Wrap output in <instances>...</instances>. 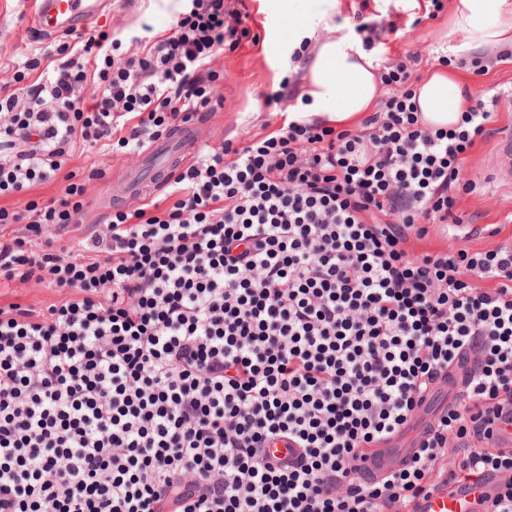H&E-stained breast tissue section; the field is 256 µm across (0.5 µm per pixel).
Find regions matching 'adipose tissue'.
I'll list each match as a JSON object with an SVG mask.
<instances>
[{
    "instance_id": "obj_1",
    "label": "adipose tissue",
    "mask_w": 512,
    "mask_h": 512,
    "mask_svg": "<svg viewBox=\"0 0 512 512\" xmlns=\"http://www.w3.org/2000/svg\"><path fill=\"white\" fill-rule=\"evenodd\" d=\"M338 0H314L307 18L293 27L296 41L312 49L300 77L307 96L306 118L337 127L355 126L377 105L378 76L372 53L360 39L331 36ZM449 35L464 34L471 48H496L512 40V0H453ZM465 79L453 68H439L418 87L417 106L435 127L456 125L469 102Z\"/></svg>"
}]
</instances>
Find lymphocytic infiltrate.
I'll return each instance as SVG.
<instances>
[{
  "label": "lymphocytic infiltrate",
  "instance_id": "1",
  "mask_svg": "<svg viewBox=\"0 0 512 512\" xmlns=\"http://www.w3.org/2000/svg\"><path fill=\"white\" fill-rule=\"evenodd\" d=\"M241 23L186 0L167 33L79 34L0 67V197L28 198L0 205V288L58 294L0 305V512H416L488 474L483 512H512V448L483 447L512 424V244L408 247L460 223L500 96L434 128L387 62L360 128L292 115L204 146L162 196L82 229L98 157L221 105L214 63ZM444 384L401 466L362 479L364 449L414 433ZM279 440L296 461L269 458ZM58 298L52 288L35 285L32 282L26 285H17L14 288H0L1 305L19 303L22 306L32 305L36 308H45Z\"/></svg>",
  "mask_w": 512,
  "mask_h": 512
}]
</instances>
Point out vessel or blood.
Listing matches in <instances>:
<instances>
[{"label": "vessel or blood", "mask_w": 512, "mask_h": 512, "mask_svg": "<svg viewBox=\"0 0 512 512\" xmlns=\"http://www.w3.org/2000/svg\"><path fill=\"white\" fill-rule=\"evenodd\" d=\"M103 8V0H34L30 21L32 27L46 38L60 33H80ZM199 142L198 126L192 122L181 126L167 144L151 145L143 158L157 172L170 173L187 161ZM406 454V449L379 444L365 449L364 466L382 477L396 468ZM498 486V476L490 475L461 491L451 492L444 487L431 490L421 504V512H477L479 500L494 496Z\"/></svg>", "instance_id": "1"}]
</instances>
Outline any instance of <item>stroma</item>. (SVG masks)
Returning a JSON list of instances; mask_svg holds the SVG:
<instances>
[{"instance_id": "1", "label": "stroma", "mask_w": 512, "mask_h": 512, "mask_svg": "<svg viewBox=\"0 0 512 512\" xmlns=\"http://www.w3.org/2000/svg\"><path fill=\"white\" fill-rule=\"evenodd\" d=\"M444 9L433 20L424 19L425 0H339L333 17L337 35H353L356 22L354 13L360 12L378 25L395 24L398 35L380 39L373 45L379 61H401L406 53H420L415 66L416 77H425L432 67V57L450 54L461 37H449L452 0H443ZM230 8L244 13V27L248 37L235 51L225 52L215 64L224 74L221 87L223 101L217 112L205 117L200 125L204 143L217 145L230 140L244 146L247 140L262 133L267 125L279 122L280 106L268 103L269 94L278 91L282 80L297 84L300 75L291 56L295 44L291 35L283 31V22L276 12L265 11L261 0H229ZM30 0H0V64L20 65L32 54L52 51L62 45V38L44 39L32 31L29 16ZM180 0H112L103 13L89 26L90 31L124 30L125 34L145 36L169 29ZM461 72L471 93L495 92L512 88V61L494 63L493 53L472 49L459 53ZM483 60L491 65L488 74H475L473 63ZM512 132V100L502 99L498 116L491 125V133L478 143L463 164V175L472 180L476 189L462 195L458 214L468 217L477 213L482 224L504 223L500 237L480 234L470 239L446 236L442 226H432L426 239L414 241L416 252L439 248L483 249L497 245L498 241L512 242V223L505 216L512 212V162L498 158L499 137Z\"/></svg>"}]
</instances>
